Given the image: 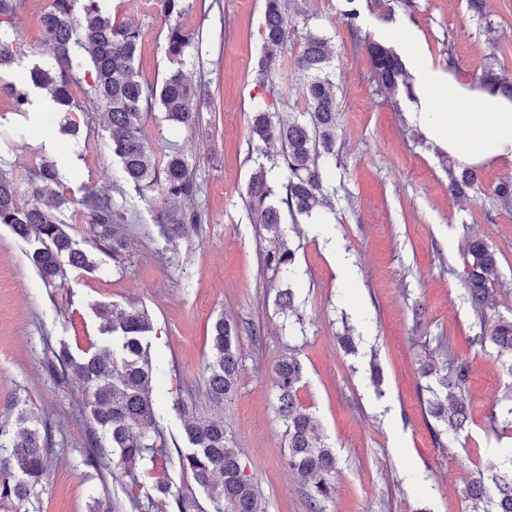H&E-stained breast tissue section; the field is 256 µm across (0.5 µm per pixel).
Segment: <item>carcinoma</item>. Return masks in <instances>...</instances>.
<instances>
[{
    "label": "carcinoma",
    "instance_id": "carcinoma-1",
    "mask_svg": "<svg viewBox=\"0 0 512 512\" xmlns=\"http://www.w3.org/2000/svg\"><path fill=\"white\" fill-rule=\"evenodd\" d=\"M188 0H156L166 18L183 16ZM105 0H52L42 15L43 49L50 61L29 71L33 87L46 91L51 100L64 107L75 106L73 71L88 64L90 94L100 107L109 131L112 157L120 165L122 178L134 185L139 197L157 193V222L169 240L183 239L201 223L197 211L182 208L197 185L185 155L155 150L146 130L148 115L160 108L168 121L191 129L199 121L200 98L188 81L186 70L196 65L194 34L179 24L167 28L165 52L172 68L161 85L144 81L135 67L142 34L112 20ZM19 0H0V64L25 54L12 26ZM362 0H344L341 16L351 35L358 31ZM288 17V0H264V53L257 70L250 124V140L259 145L276 139L281 151L268 157L250 177L246 204L254 221L279 231L284 214L311 215L317 209L334 210L335 192L326 182L331 166L338 163V108L332 71L331 39L306 32L296 59L297 78L302 83L305 107L280 113L273 101L282 75V58L293 45ZM366 54L380 87L398 94L406 67L394 47L379 41H365ZM448 190L455 196L482 192L471 170L448 164ZM12 179L0 172V224L23 239H35L41 248L32 254L33 265L46 284L63 276V263L82 269L98 267L96 252L109 251L115 265L123 263L122 239L114 226L123 216L112 208L109 192L96 187L87 190L81 205L82 223L91 237L80 243L62 219L61 208L68 203L61 190L58 169L42 159L35 179L30 181L27 199ZM295 253L277 242L265 255L266 268L277 275L294 263ZM495 250L480 239L466 246L464 286L479 322V335L471 343L494 346L497 355L512 358V319L490 321L485 311L493 304L492 282L498 276ZM99 315L118 342L104 345L90 338L74 336L75 347L63 345L54 353L62 376L72 374L86 393L87 444L85 464L95 469L114 461L134 481L146 463L165 461L166 447L157 420L153 381L157 371L147 336L153 331L148 311L136 306L102 305ZM210 360L203 376L204 396L213 407L224 408L236 395L242 370L239 330L235 322L220 315L212 323ZM472 364L465 356L435 349L418 361L427 415L435 421V445L468 426L471 411L466 399ZM304 376L302 362L289 352L273 368L277 389V414L288 440L286 465L307 488L308 499L317 503L335 491L337 458L333 449L316 434V418L297 398ZM172 408L182 419L188 448L178 451L182 473L191 475L210 503V512H262L259 492L247 474L241 452L227 425L198 409L191 390L180 391ZM11 448L0 476V512H28L25 505L38 497L36 488L45 474L52 448L51 430L33 413L24 411L8 440ZM471 512H512V471L490 464L487 473L472 477L465 490ZM157 512H204L191 494L170 491L158 484L150 496Z\"/></svg>",
    "mask_w": 512,
    "mask_h": 512
}]
</instances>
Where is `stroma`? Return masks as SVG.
<instances>
[{"label": "stroma", "instance_id": "1", "mask_svg": "<svg viewBox=\"0 0 512 512\" xmlns=\"http://www.w3.org/2000/svg\"><path fill=\"white\" fill-rule=\"evenodd\" d=\"M51 3L24 0L14 19L27 55L0 68V130L29 133L0 141V169L24 187L42 158L54 160L70 200L63 218L80 238L88 234L80 215L86 190L108 189L126 218L125 268L116 271L102 253L95 272L70 268L45 285L30 262L36 242L0 225V428H13L26 409L49 424L54 440L30 512H89L97 500L108 512H134L133 498L144 497L158 478H168L175 493L194 484L172 466L145 471L134 487L118 467L84 465V394L74 377L53 373L50 362L75 330L103 337L97 313L103 304L142 307L153 319L149 341L160 366L154 398L172 449L187 446L172 408L176 389L202 387L213 320L224 314L238 322L243 370L223 416L263 512H467L470 477L512 456V366L492 346L469 344L479 326L463 285V250L474 236L497 252L496 304L488 316L511 318L512 201L492 190L512 179V165L478 168L483 195L453 198L439 148L414 140L407 113L394 112L381 93L365 50L355 48L343 23L342 0H291L295 17H308L312 30L332 38L341 165L331 172L337 190L331 224L319 229L310 218H288L272 234L253 223L244 202L251 175L279 149L275 142L262 150L249 143L263 0H215L210 8L189 0L180 23L194 33L199 59L188 77L210 101L199 129L174 127L157 112L147 131L157 150L188 157L197 183L188 205L203 222L189 238L169 241L158 232L154 210L122 180L91 97L76 91L77 106L67 115L13 108L8 86L20 83L18 68L37 60L40 18ZM110 7L116 22L142 32L140 73L162 81L170 68L164 17L151 0H110ZM400 19L418 29L435 65L454 61L468 78L490 67L512 84V0H488L482 20L467 0H408L396 8L372 0L362 10L360 32L385 40ZM66 119L79 124L78 136L60 135ZM277 235L296 260L273 278L264 254ZM285 288L294 292V307L286 311L277 303ZM347 326L356 342L352 352L336 340ZM438 337L473 367L471 421L440 448L417 374L419 355ZM291 351L305 368L297 398L317 417L338 461L333 496L314 507L285 465L288 442L275 412L272 371ZM374 362L383 376L378 387L370 380Z\"/></svg>", "mask_w": 512, "mask_h": 512}]
</instances>
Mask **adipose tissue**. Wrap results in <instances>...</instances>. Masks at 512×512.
Listing matches in <instances>:
<instances>
[{
  "mask_svg": "<svg viewBox=\"0 0 512 512\" xmlns=\"http://www.w3.org/2000/svg\"><path fill=\"white\" fill-rule=\"evenodd\" d=\"M391 38L410 72L408 117L425 137L462 166L512 165V96L464 80L456 66L433 68L407 22H399Z\"/></svg>",
  "mask_w": 512,
  "mask_h": 512,
  "instance_id": "ef3b65f1",
  "label": "adipose tissue"
}]
</instances>
